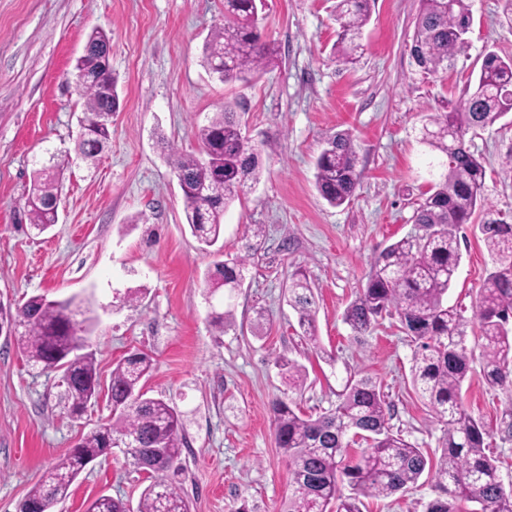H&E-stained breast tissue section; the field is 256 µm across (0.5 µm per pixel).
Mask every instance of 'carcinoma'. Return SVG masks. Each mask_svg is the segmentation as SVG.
Masks as SVG:
<instances>
[{
  "label": "carcinoma",
  "mask_w": 512,
  "mask_h": 512,
  "mask_svg": "<svg viewBox=\"0 0 512 512\" xmlns=\"http://www.w3.org/2000/svg\"><path fill=\"white\" fill-rule=\"evenodd\" d=\"M410 49L415 66L435 75L466 43L471 26L469 0H419ZM263 0H224L225 23L211 33L205 47L208 66L225 83H249L275 61L276 48L261 37L259 8ZM339 26L337 49L348 63L357 62L364 27L371 17V0H336ZM87 51L75 64L76 86L84 99V124L77 151L94 162L112 137V111L118 105L117 81L112 75L107 34L94 29ZM512 112V57L487 52L462 103L429 116L422 142L439 155L440 173L422 194L415 211L418 232L384 248L372 265L366 285L344 312L343 319L357 336L396 314L400 328L417 342L412 357V385L443 425L440 453L430 457L393 433L391 405L380 386L368 376L349 375L336 393V406L316 417L296 411L292 401L271 403L276 447L288 463L292 493L286 512H362L364 500L384 499L418 483L423 475L433 482L437 496L426 512H512V489L505 488L498 460L485 453V423L473 416L462 398L463 383L472 370L474 351L467 347L468 321L448 305V290L461 261L460 231L484 206L486 171L481 157L465 136L475 127ZM203 155L179 153L175 173L181 180L185 223L205 248L223 234L224 211L260 181L258 149L242 135L231 105L215 113L198 130ZM358 154L353 139L338 133L327 139L315 161V186L332 207L351 201L357 188ZM61 171L42 164L36 170L23 208L31 229L41 234L58 221ZM479 232L487 246L492 270L479 289L474 321L478 327L481 373L492 387H512V224L489 214ZM251 248L228 255L208 272V286L232 291L245 278ZM290 303L304 336L319 348L316 310L304 274L296 273L289 287ZM86 313L73 298L50 301L32 296L13 312L0 307V327L25 328L23 353L33 367L62 365L69 410L82 412L100 394L94 354L83 352L85 339L77 316ZM290 388L307 380L304 366L280 358ZM153 359L131 353L112 368L113 422L106 432L93 431L59 459L28 492L19 506L51 512L70 495V488L93 461L111 451L110 443L131 438L126 449L134 464L149 471L137 512H191L176 485L182 448L187 444L181 414L161 398L144 390ZM366 443L352 457L347 433ZM346 483L350 496L340 493ZM88 512H130L121 498L102 495Z\"/></svg>",
  "instance_id": "cac0c4a2"
}]
</instances>
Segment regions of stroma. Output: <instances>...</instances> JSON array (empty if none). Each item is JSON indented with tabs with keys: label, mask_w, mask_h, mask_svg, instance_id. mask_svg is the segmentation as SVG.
<instances>
[{
	"label": "stroma",
	"mask_w": 512,
	"mask_h": 512,
	"mask_svg": "<svg viewBox=\"0 0 512 512\" xmlns=\"http://www.w3.org/2000/svg\"><path fill=\"white\" fill-rule=\"evenodd\" d=\"M335 3L265 0L260 30L278 58L255 82L225 84L204 63L224 0H0V305L16 308L34 295L82 300L95 319L87 345L102 384L122 357L153 356L145 388L183 418L188 446L178 482L191 512H285L291 478L270 403L287 397L319 415L335 405L350 372L381 385L392 430L423 452L434 453L442 436L413 390L414 344L397 319H380L357 340L343 314L372 258L415 230L434 159L420 141L428 116L461 100L487 52L512 56V29L501 23L502 0H470L465 50L448 72L427 75L410 56L419 0H375L352 65L336 54ZM96 28L110 38L119 107L110 143L88 164L75 152L82 101L74 66ZM227 105L264 161L259 183L224 214V253L245 251L247 225L264 229L228 300L206 288L214 256L184 222L173 173L176 152L199 153V129ZM340 131L357 148L358 186L335 208L316 190L314 162ZM466 140L485 166L488 208L512 224V122L497 120ZM50 152L64 188L58 223L38 236L19 223L18 210ZM461 253L448 302L470 319L490 256L473 231ZM298 270L317 303V349L288 303ZM134 292L138 301L128 302ZM225 305L234 324L220 335L209 315ZM282 357L305 366V388L289 389L276 365ZM462 396L493 428L488 452L502 460L503 479L512 478V441L497 432L512 389L487 386L476 369ZM111 418L104 394L71 417L60 372L29 366L19 335H0V512H16L45 471ZM146 484L116 448L81 472L54 512H87L102 495L134 510ZM434 496L422 479L367 500L365 512H425Z\"/></svg>",
	"instance_id": "obj_1"
}]
</instances>
